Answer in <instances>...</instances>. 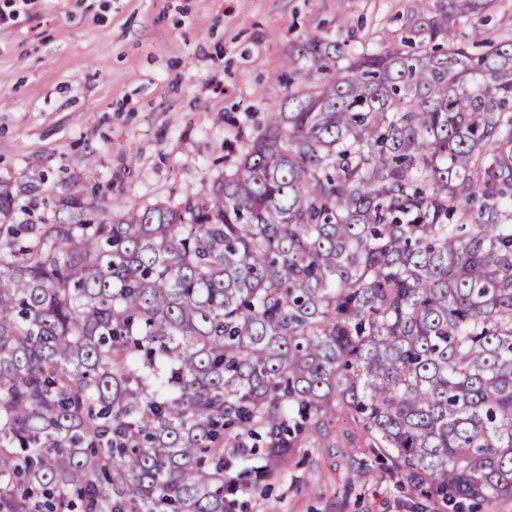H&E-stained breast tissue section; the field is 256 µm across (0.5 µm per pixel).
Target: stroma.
Returning <instances> with one entry per match:
<instances>
[{"instance_id":"obj_1","label":"stroma","mask_w":512,"mask_h":512,"mask_svg":"<svg viewBox=\"0 0 512 512\" xmlns=\"http://www.w3.org/2000/svg\"><path fill=\"white\" fill-rule=\"evenodd\" d=\"M416 0H0V180L177 204L307 76L308 33L391 46ZM295 58L296 69L286 65ZM242 512H439L360 429L295 449Z\"/></svg>"}]
</instances>
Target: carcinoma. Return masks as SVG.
I'll list each match as a JSON object with an SVG mask.
<instances>
[{"mask_svg": "<svg viewBox=\"0 0 512 512\" xmlns=\"http://www.w3.org/2000/svg\"><path fill=\"white\" fill-rule=\"evenodd\" d=\"M418 2L411 53L307 34L197 197L0 182V512H237L339 416L448 512L512 499V40Z\"/></svg>", "mask_w": 512, "mask_h": 512, "instance_id": "carcinoma-1", "label": "carcinoma"}]
</instances>
